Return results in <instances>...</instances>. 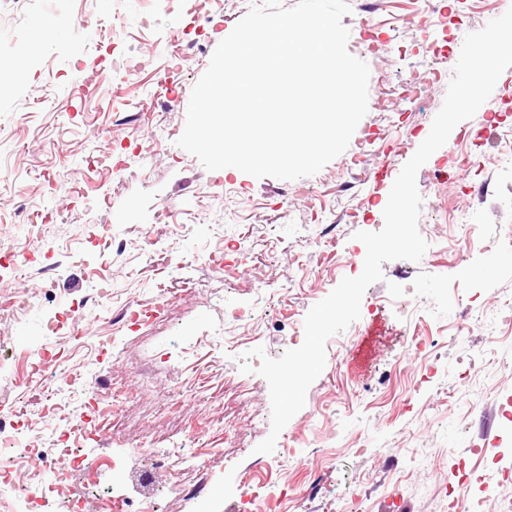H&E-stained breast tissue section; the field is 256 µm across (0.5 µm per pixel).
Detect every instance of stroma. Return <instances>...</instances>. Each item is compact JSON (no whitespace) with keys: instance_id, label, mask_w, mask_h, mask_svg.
<instances>
[{"instance_id":"1","label":"stroma","mask_w":512,"mask_h":512,"mask_svg":"<svg viewBox=\"0 0 512 512\" xmlns=\"http://www.w3.org/2000/svg\"><path fill=\"white\" fill-rule=\"evenodd\" d=\"M254 0H29L13 12L0 0V57L22 67L26 82L0 96V234L43 256L23 323L0 324V361L22 360L40 342L64 349L69 365L85 364L88 383L111 393L108 419L98 421L87 450L102 459L124 449L120 485L138 501L154 495L157 512H239L240 495L254 475L271 473L288 486L298 512H460L462 501L443 494L451 471L463 464L472 486L489 497H512V421L499 406L512 397V331L489 326L512 301V246L500 245V225L512 224V68L500 76L473 118L459 123L447 143L419 169L418 229L429 248L420 262L383 263L384 278L361 302V316L326 343V365L304 407L281 431L270 454L252 448L270 432L266 380L245 374L236 358L264 347L279 357L292 346L277 304L247 330L243 345L220 339L225 308L255 298L258 279L288 290L292 328L346 277L323 248L302 233L335 223L336 249H361L353 235L379 231L394 178L428 136L453 77L465 36L512 7V0H445L453 24L416 23L421 0H379L369 13L380 33L365 41L361 0H349L342 19L349 52L370 68L369 98L399 96L393 112H370L347 149L317 174L283 181L238 170H206L179 147L191 90L218 43ZM118 16L115 50L99 49L100 31L80 29L83 16ZM46 45L34 49L37 37ZM180 41L182 59L169 55ZM87 84L81 94L72 85ZM473 132L472 166L449 163L460 137ZM160 146H153V139ZM133 144L128 176L117 183L83 170L89 153L111 163L113 150ZM389 166L377 182L372 174ZM368 209H361V202ZM47 210L31 227L28 211ZM93 240L83 260L57 244ZM281 259L269 261L270 241ZM223 252L237 278L225 279L208 256ZM110 261L141 314L136 331L110 333V306L88 304L85 265ZM80 303L100 324L90 335L46 337L49 303ZM479 316L464 337L456 328ZM435 341L430 352L406 349L409 336ZM250 385L246 397L236 389ZM39 383L21 372L0 379V423L13 421L24 402L27 420L43 429ZM243 433L237 448L225 430ZM202 433L211 493L187 500L200 478L191 462L155 466L151 448L193 447ZM112 473L74 477L83 512H101Z\"/></svg>"}]
</instances>
